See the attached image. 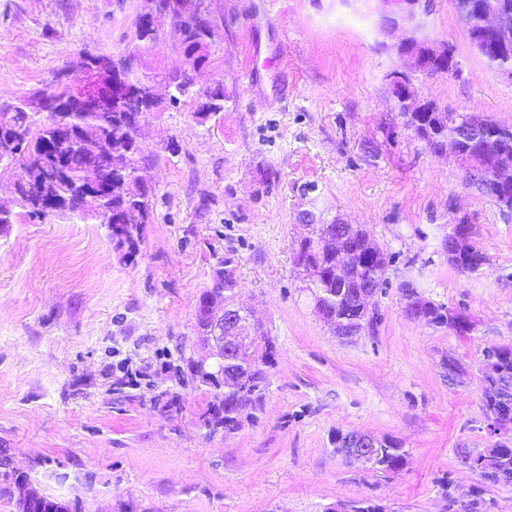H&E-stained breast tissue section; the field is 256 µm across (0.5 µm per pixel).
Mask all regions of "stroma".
<instances>
[{"instance_id":"stroma-1","label":"stroma","mask_w":512,"mask_h":512,"mask_svg":"<svg viewBox=\"0 0 512 512\" xmlns=\"http://www.w3.org/2000/svg\"><path fill=\"white\" fill-rule=\"evenodd\" d=\"M145 0H0V105L49 88L60 69L87 80L84 54L121 58ZM216 21L209 74L220 112L195 97L149 113L141 174L147 223L122 244L100 220L29 216L0 175V455L84 512H324L375 498L388 512H439L438 480L512 512V486L483 482L462 449L495 443L481 412L483 351L512 346V211L431 152L395 106L401 42L455 49L454 75L409 76L441 111L512 126V77L472 50L453 0L384 21V0H204ZM164 27L140 67L182 57ZM315 224L367 230L390 258L376 332L336 336L294 265ZM455 224L486 261L452 268ZM276 345L264 401L231 434L208 433L209 386L179 383L156 353L200 358L196 311L215 269ZM466 310L460 334L409 318L399 286ZM468 375L449 384L442 358ZM163 390L179 405L155 404ZM398 440L404 468L373 473L332 445L336 431Z\"/></svg>"}]
</instances>
